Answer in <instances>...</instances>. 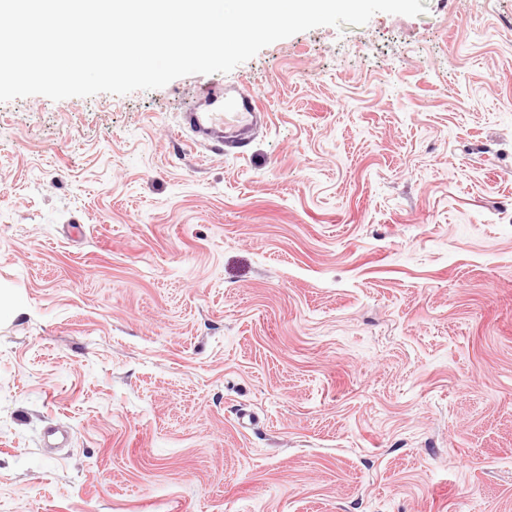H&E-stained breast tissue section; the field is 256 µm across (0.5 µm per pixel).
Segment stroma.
<instances>
[{
    "label": "stroma",
    "instance_id": "stroma-1",
    "mask_svg": "<svg viewBox=\"0 0 512 512\" xmlns=\"http://www.w3.org/2000/svg\"><path fill=\"white\" fill-rule=\"evenodd\" d=\"M420 2L0 102V512H512V0ZM201 96L206 101H217L218 98H223L227 107L208 111L212 113H209L202 120L197 114L190 113L186 117L187 123L206 136L219 128H224V138L230 143L237 142L240 134L251 127L250 119L259 110L256 95H243L226 88L224 91L209 88Z\"/></svg>",
    "mask_w": 512,
    "mask_h": 512
}]
</instances>
